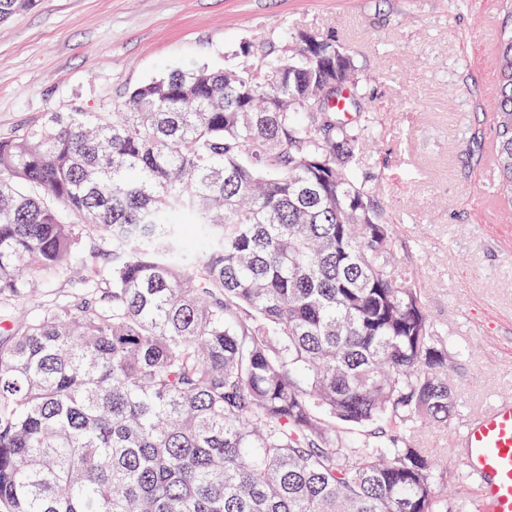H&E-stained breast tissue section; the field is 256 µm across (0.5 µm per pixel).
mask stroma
<instances>
[{
    "mask_svg": "<svg viewBox=\"0 0 512 512\" xmlns=\"http://www.w3.org/2000/svg\"><path fill=\"white\" fill-rule=\"evenodd\" d=\"M497 0H40L0 23V137L47 112H102L173 71L243 64L324 33L354 61L375 129L360 156L454 361L447 429L417 447L446 472L450 512H474L458 434L512 399V216L490 160Z\"/></svg>",
    "mask_w": 512,
    "mask_h": 512,
    "instance_id": "obj_1",
    "label": "stroma"
}]
</instances>
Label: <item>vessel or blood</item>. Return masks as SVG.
I'll return each instance as SVG.
<instances>
[{
  "instance_id": "b4317fda",
  "label": "vessel or blood",
  "mask_w": 512,
  "mask_h": 512,
  "mask_svg": "<svg viewBox=\"0 0 512 512\" xmlns=\"http://www.w3.org/2000/svg\"><path fill=\"white\" fill-rule=\"evenodd\" d=\"M460 443V463L478 487L482 512H512V401L468 422Z\"/></svg>"
}]
</instances>
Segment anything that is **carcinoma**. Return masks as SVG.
I'll list each match as a JSON object with an SVG mask.
<instances>
[{
    "label": "carcinoma",
    "mask_w": 512,
    "mask_h": 512,
    "mask_svg": "<svg viewBox=\"0 0 512 512\" xmlns=\"http://www.w3.org/2000/svg\"><path fill=\"white\" fill-rule=\"evenodd\" d=\"M38 2L0 0V22ZM358 87L310 33L142 84L118 120L48 112L0 139V512H447L412 434L448 425V342L360 178ZM102 254L82 292L35 301Z\"/></svg>",
    "instance_id": "1"
}]
</instances>
